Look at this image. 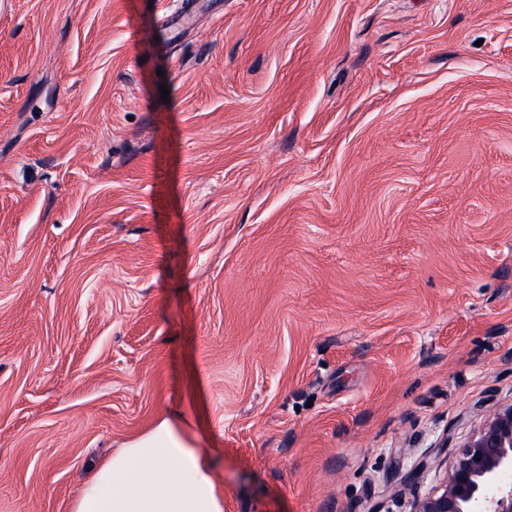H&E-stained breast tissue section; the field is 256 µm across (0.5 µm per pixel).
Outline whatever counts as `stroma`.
Here are the masks:
<instances>
[{
    "label": "stroma",
    "instance_id": "stroma-1",
    "mask_svg": "<svg viewBox=\"0 0 512 512\" xmlns=\"http://www.w3.org/2000/svg\"><path fill=\"white\" fill-rule=\"evenodd\" d=\"M509 403L512 0H0V512L176 415L412 512Z\"/></svg>",
    "mask_w": 512,
    "mask_h": 512
}]
</instances>
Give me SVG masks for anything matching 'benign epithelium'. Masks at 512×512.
I'll list each match as a JSON object with an SVG mask.
<instances>
[{
	"label": "benign epithelium",
	"instance_id": "7a95c632",
	"mask_svg": "<svg viewBox=\"0 0 512 512\" xmlns=\"http://www.w3.org/2000/svg\"><path fill=\"white\" fill-rule=\"evenodd\" d=\"M413 512H512V405L484 416L449 472Z\"/></svg>",
	"mask_w": 512,
	"mask_h": 512
}]
</instances>
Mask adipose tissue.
<instances>
[{
    "instance_id": "adipose-tissue-1",
    "label": "adipose tissue",
    "mask_w": 512,
    "mask_h": 512,
    "mask_svg": "<svg viewBox=\"0 0 512 512\" xmlns=\"http://www.w3.org/2000/svg\"><path fill=\"white\" fill-rule=\"evenodd\" d=\"M72 512H224V494L189 424L165 419L98 465Z\"/></svg>"
}]
</instances>
